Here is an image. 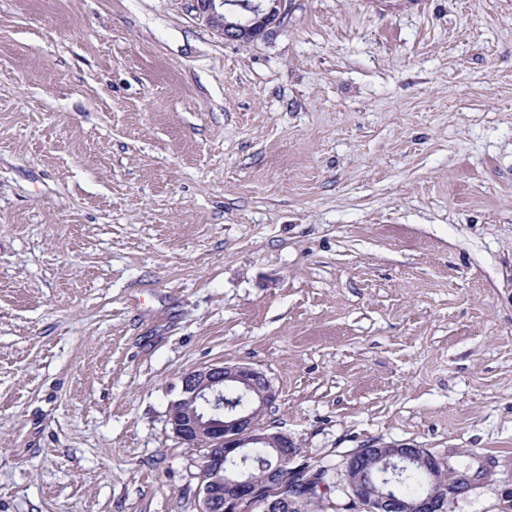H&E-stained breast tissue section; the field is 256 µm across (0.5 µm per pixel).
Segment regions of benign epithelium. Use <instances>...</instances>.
I'll return each mask as SVG.
<instances>
[{
	"mask_svg": "<svg viewBox=\"0 0 512 512\" xmlns=\"http://www.w3.org/2000/svg\"><path fill=\"white\" fill-rule=\"evenodd\" d=\"M199 17L217 29L228 41L248 44L264 34L280 17L283 0H253L247 16L226 13L230 0H196ZM236 385L246 392H259L258 403L247 410L224 407V387ZM276 399L266 375L245 364L210 365L190 370L180 378L178 398L169 402L168 423L173 434L189 448L201 451L200 463L208 466L222 451L224 465L212 471L224 478L203 482L201 512H251L259 505L263 512H290L295 499L282 494L288 476L272 472L263 485L255 483L251 465L245 462L252 448H272L281 466L295 462L298 448L288 434L268 432L260 427L259 414ZM365 449L346 461L347 487L366 512H439V504L451 506L470 489L475 475L457 471L422 448H394L385 457L382 470L364 465ZM418 460L428 472L430 490L416 503H409L386 491L389 474L399 465Z\"/></svg>",
	"mask_w": 512,
	"mask_h": 512,
	"instance_id": "7a95c632",
	"label": "benign epithelium"
}]
</instances>
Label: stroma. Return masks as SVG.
I'll list each match as a JSON object with an SVG mask.
<instances>
[{"mask_svg": "<svg viewBox=\"0 0 512 512\" xmlns=\"http://www.w3.org/2000/svg\"><path fill=\"white\" fill-rule=\"evenodd\" d=\"M0 0V512H200L180 376L328 470L423 448L512 512V0ZM199 17L217 29L225 40L242 44L253 42L264 34L267 27L280 17L283 0H254L250 3L245 17L226 14V6H233L230 0H196Z\"/></svg>", "mask_w": 512, "mask_h": 512, "instance_id": "1", "label": "stroma"}]
</instances>
